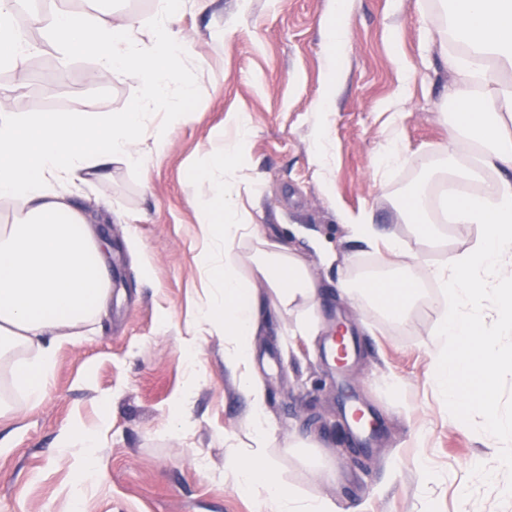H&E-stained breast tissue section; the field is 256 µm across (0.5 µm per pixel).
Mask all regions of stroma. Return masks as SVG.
I'll list each match as a JSON object with an SVG mask.
<instances>
[{"instance_id":"obj_1","label":"stroma","mask_w":512,"mask_h":512,"mask_svg":"<svg viewBox=\"0 0 512 512\" xmlns=\"http://www.w3.org/2000/svg\"><path fill=\"white\" fill-rule=\"evenodd\" d=\"M331 14V0H250L245 10L239 0H214L203 11L181 0L175 27L200 65L192 116L166 153L148 158L147 173L112 165L84 200L112 244L107 315L61 344L39 404H28L12 377L29 350L0 361V397L14 406L0 418V512H259L225 469L227 455L253 441L248 404L224 367V339L202 336L192 364L180 338L209 292L190 169L207 165L211 136L242 110L251 129L232 201L270 241L297 251L320 288L314 306L285 312L268 302L261 312L252 369L266 390L269 460L297 494L328 496L340 512H420L426 504L433 512H512L501 493L512 483V472L498 467L501 445L480 418L449 419L431 354L442 291L425 287L428 270L468 248L478 228L447 224L431 238L401 216L434 177L454 119L448 68L425 49L438 14L418 0H352L333 70ZM95 68L94 58L76 56L48 73L31 66L0 77V86L25 111L88 118L141 97L137 72L93 84ZM322 99L326 112H315ZM319 125L329 142L323 161L313 149ZM393 143L401 164L381 166ZM343 213L368 214L404 243L405 256L351 237ZM133 235L141 249L130 248ZM372 276L422 285L405 321L362 312L338 289ZM306 315L316 335H291ZM341 317L352 325L353 348L340 371L325 349ZM345 385L382 423L370 446L349 430ZM184 393L188 426L175 432L171 402ZM77 422L100 436L99 473L83 483L78 456L56 451L61 431ZM478 459L482 477L471 469Z\"/></svg>"}]
</instances>
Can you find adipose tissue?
<instances>
[{"label":"adipose tissue","instance_id":"adipose-tissue-1","mask_svg":"<svg viewBox=\"0 0 512 512\" xmlns=\"http://www.w3.org/2000/svg\"><path fill=\"white\" fill-rule=\"evenodd\" d=\"M443 21L434 43L453 80L448 98L456 129L444 156L448 188L438 208L452 224H478L469 249L430 268L443 289L434 331L436 378L442 394L459 405L460 377L479 387L472 405L483 427L512 445V421L498 416L496 380L512 369V0H438ZM17 0H0V66L23 69L29 52L17 22ZM172 0H154L149 31L136 20L115 24L86 11L46 10L31 21L62 56L94 57V81L125 71L140 74L143 96L127 112L90 120L68 113L27 112L20 96L0 89V199L21 200L20 218L0 225V356L19 348L35 354L14 372L26 401L40 403L53 374L58 343L93 321L112 296L110 254L75 196L112 164L145 168L165 153L176 123L187 120L195 96L197 65L175 31ZM166 111L172 124L142 130L147 114ZM235 137L211 141L212 164L193 168L191 201L204 248L199 260L215 293L199 320L224 336V364L248 399L254 446L229 468L246 491L261 495L266 512H339L335 502L302 498L284 484L265 456L271 434L266 394L251 369L253 337L265 283L280 307L313 304L317 283L304 260L270 242L261 225L224 198L226 182L240 169L249 132L239 112L227 119ZM357 305L402 317L410 295L402 283L366 280L348 289ZM54 337L43 345V337Z\"/></svg>","mask_w":512,"mask_h":512}]
</instances>
